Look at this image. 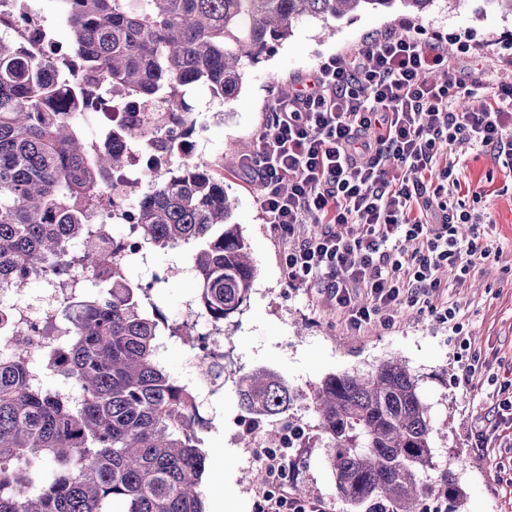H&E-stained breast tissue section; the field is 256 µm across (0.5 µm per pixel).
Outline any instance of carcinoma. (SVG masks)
<instances>
[{
    "instance_id": "cac0c4a2",
    "label": "carcinoma",
    "mask_w": 512,
    "mask_h": 512,
    "mask_svg": "<svg viewBox=\"0 0 512 512\" xmlns=\"http://www.w3.org/2000/svg\"><path fill=\"white\" fill-rule=\"evenodd\" d=\"M59 0L74 81L50 55L20 54L0 38V285L25 291L45 265L112 264V281L78 292L83 318L70 339L47 347L49 375L81 391L31 382L28 332L10 334L0 356V512H206V455L194 387L170 372L159 348L191 336L168 322L128 262L108 249L106 229L82 207L99 198L103 174L120 168L116 147L92 148L77 123L109 111L87 85L112 89V102L139 97L153 114L112 130V141L176 149L170 128L194 131L190 86L228 103L245 68L306 19L323 22L400 5L420 14L433 0ZM134 207L146 247L189 250L200 312L222 323L248 305L256 269L235 202L207 167L157 168ZM238 406L256 422L242 437L277 441L274 422L301 401L318 416L342 512H425L435 493L419 473L434 467L429 408L418 377L391 356L366 373L330 374L302 393L275 372L242 375ZM439 489L460 512L464 492L453 470Z\"/></svg>"
}]
</instances>
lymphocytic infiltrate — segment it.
Wrapping results in <instances>:
<instances>
[{
	"label": "lymphocytic infiltrate",
	"instance_id": "obj_1",
	"mask_svg": "<svg viewBox=\"0 0 512 512\" xmlns=\"http://www.w3.org/2000/svg\"><path fill=\"white\" fill-rule=\"evenodd\" d=\"M469 80L440 38L384 32L346 55L320 60L301 89L275 98L252 153L238 160L262 187L261 206L282 238L318 225L284 252L283 274L295 287H321L347 329L394 322L399 307L435 309L460 329L457 303L442 302L447 269L463 285L476 261L492 254L479 235L458 227L479 214L450 208L442 195L460 182L442 147L466 137L476 148L512 157V102H491L494 73ZM433 72L447 73L443 82ZM476 105L458 110L462 97ZM419 183H411V175ZM290 193H281L282 184ZM495 424L476 427L472 444L512 440V379L500 382ZM255 512H324L318 499L287 484L263 492Z\"/></svg>",
	"mask_w": 512,
	"mask_h": 512
}]
</instances>
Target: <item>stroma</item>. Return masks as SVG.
Returning <instances> with one entry per match:
<instances>
[{"label": "stroma", "mask_w": 512, "mask_h": 512, "mask_svg": "<svg viewBox=\"0 0 512 512\" xmlns=\"http://www.w3.org/2000/svg\"><path fill=\"white\" fill-rule=\"evenodd\" d=\"M386 29L466 40L471 52L491 57L503 75L512 76L511 16L494 10L481 14L452 0H434L419 15L396 7L364 10L326 23L302 22L289 39L274 44L259 63L247 67L236 100L223 103L205 92L190 94L196 120L193 138L198 143L193 159L223 180L235 197L231 221L246 237L257 270L249 305L226 323L225 330L242 370L264 367L303 390L328 375L366 371L384 358L400 356L419 377L420 395L434 427V461L439 468H453L466 492L463 512H512V479L501 468L512 460V447L485 450L471 445V427L495 417L490 398L494 387L488 381L463 384L464 360L451 328L434 313L403 307L393 325L351 331L337 319L324 291L290 287L283 275L284 243L261 206V187L237 165L239 145L255 141L271 101L283 89H297L322 58L345 53L367 35ZM450 158L460 180L483 189L481 199L457 193L451 203H464L480 213L481 235L503 249L502 255L478 262L465 287L448 291L449 301L461 308L464 335L481 351L492 377L512 368V158L480 152L461 141ZM187 262L182 249L165 255L151 252L146 263L129 269L130 278L143 284L153 275L162 276V287L153 289L151 297L172 321L179 319L184 302L197 288L193 278L173 272ZM211 411L214 424L205 442L206 501L222 500L223 512H253L258 489L249 461L257 450L240 441L250 417L238 406L233 378H225ZM288 482L305 486L327 510L336 502L324 447L301 449Z\"/></svg>", "instance_id": "obj_1"}]
</instances>
